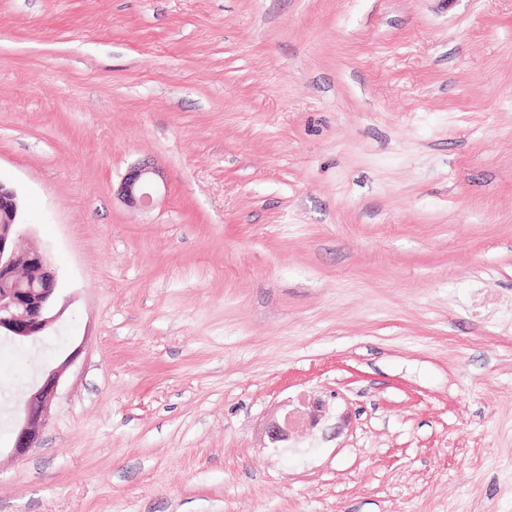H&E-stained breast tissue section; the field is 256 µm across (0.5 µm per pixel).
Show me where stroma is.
Segmentation results:
<instances>
[{
	"label": "stroma",
	"instance_id": "stroma-1",
	"mask_svg": "<svg viewBox=\"0 0 512 512\" xmlns=\"http://www.w3.org/2000/svg\"><path fill=\"white\" fill-rule=\"evenodd\" d=\"M0 182V512H512V0H0ZM162 175L159 169L150 163L131 167L123 178L118 189V195L130 206H148L153 201ZM0 223V336L34 342L54 329L65 307H58L49 258L22 242L16 190L1 182ZM76 357L77 352L74 351L63 355L57 365L46 370L30 390L14 428L12 453L15 457H24L37 447L42 430L50 418L60 379Z\"/></svg>",
	"mask_w": 512,
	"mask_h": 512
}]
</instances>
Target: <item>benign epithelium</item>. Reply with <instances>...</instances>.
<instances>
[{
  "mask_svg": "<svg viewBox=\"0 0 512 512\" xmlns=\"http://www.w3.org/2000/svg\"><path fill=\"white\" fill-rule=\"evenodd\" d=\"M159 169L143 163L130 168L118 195L130 206L145 207L153 201ZM18 195L0 183V336L34 342L58 323L65 307L58 306L57 274L47 255L22 242ZM78 350L62 356L34 384L16 420L12 453L24 457L37 447L50 418L60 379L77 357ZM291 414L268 424L272 444L288 440Z\"/></svg>",
  "mask_w": 512,
  "mask_h": 512,
  "instance_id": "1",
  "label": "benign epithelium"
}]
</instances>
